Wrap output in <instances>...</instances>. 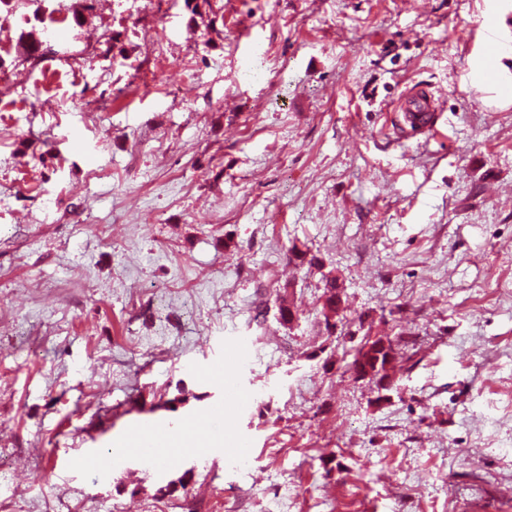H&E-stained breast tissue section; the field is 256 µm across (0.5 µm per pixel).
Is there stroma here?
Here are the masks:
<instances>
[{"mask_svg": "<svg viewBox=\"0 0 512 512\" xmlns=\"http://www.w3.org/2000/svg\"><path fill=\"white\" fill-rule=\"evenodd\" d=\"M46 5L0 8V512H512V102L470 82L512 0ZM368 334L416 340L379 405ZM137 421L190 449L100 466ZM395 112H401L402 129L407 135L427 132L436 123L437 107L426 91H411L398 103ZM248 402V396L241 389L237 379L230 374H224V401L214 404L211 410V417L217 418L223 415L224 411L240 409Z\"/></svg>", "mask_w": 512, "mask_h": 512, "instance_id": "35a3bbf8", "label": "stroma"}]
</instances>
